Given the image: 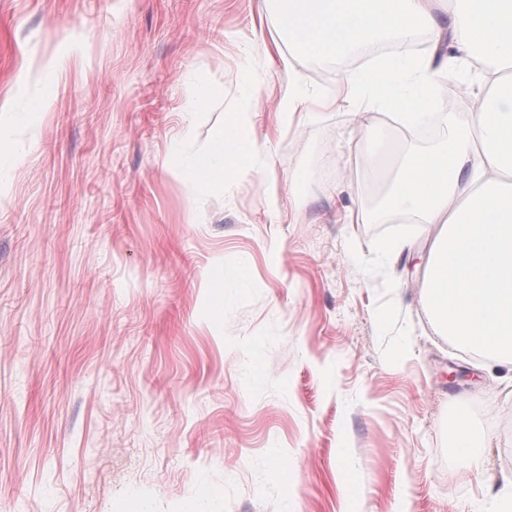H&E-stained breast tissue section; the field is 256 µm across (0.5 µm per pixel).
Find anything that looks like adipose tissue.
I'll use <instances>...</instances> for the list:
<instances>
[{
    "label": "adipose tissue",
    "mask_w": 512,
    "mask_h": 512,
    "mask_svg": "<svg viewBox=\"0 0 512 512\" xmlns=\"http://www.w3.org/2000/svg\"><path fill=\"white\" fill-rule=\"evenodd\" d=\"M428 2L275 0L287 36L319 55L340 56L372 39L405 40L422 30L431 49H456L440 65L430 56L392 62L383 93L358 71H340L348 92L369 95L379 108L407 103L415 114L433 113L452 135L442 168L401 166V180L432 185L429 195L392 192L386 208L359 221L389 224L409 214L417 223L441 225L432 247L438 272L427 294L435 323L460 343L479 344L488 358L512 363V24L497 32L502 48L479 72L489 89L474 97L470 111H449L428 90L478 60L476 8L512 14V0H453L444 26Z\"/></svg>",
    "instance_id": "ef3b65f1"
}]
</instances>
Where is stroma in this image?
<instances>
[{"label":"stroma","instance_id":"stroma-1","mask_svg":"<svg viewBox=\"0 0 512 512\" xmlns=\"http://www.w3.org/2000/svg\"><path fill=\"white\" fill-rule=\"evenodd\" d=\"M346 64L273 0H0V512H495L512 367L435 324L437 225L354 221L448 136ZM244 140L232 141L230 144L224 146V139L216 141L210 148L207 160L201 164H195L193 167L194 178L197 181H202L207 173L214 169V162L220 164L222 171L224 170V162L226 163L231 153H237L239 145ZM248 145L249 154H257L258 148L255 144L246 142Z\"/></svg>","mask_w":512,"mask_h":512}]
</instances>
